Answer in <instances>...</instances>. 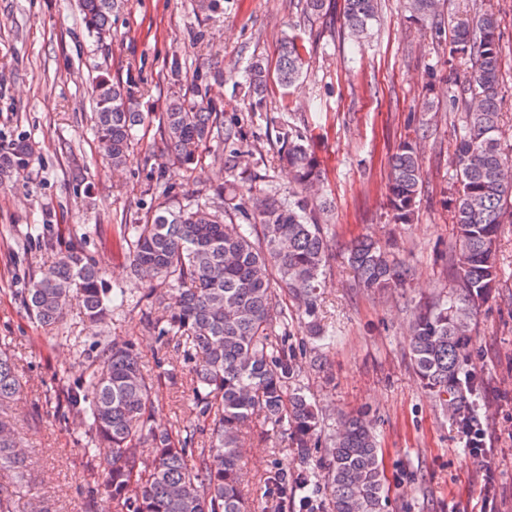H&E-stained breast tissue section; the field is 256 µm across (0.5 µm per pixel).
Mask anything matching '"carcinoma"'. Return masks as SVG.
Masks as SVG:
<instances>
[{
    "mask_svg": "<svg viewBox=\"0 0 512 512\" xmlns=\"http://www.w3.org/2000/svg\"><path fill=\"white\" fill-rule=\"evenodd\" d=\"M123 0H80L89 35L102 43L111 36V17ZM469 18L447 29L439 0H403L409 22L439 41L448 35V63L464 61L468 75L452 101L456 172L453 191L443 198L453 225L448 252L453 290L418 305L409 331V353L421 387L438 398L459 430L473 432L480 446L476 395L484 383L468 369L469 346L480 308L495 297L501 268L504 225L512 224V148L501 135L502 49L498 16L485 0L471 3ZM377 0H344L343 27L354 38L369 34ZM306 65L296 35L281 40L275 67L252 62L246 70L249 95L262 98L270 80L293 85ZM208 75H198L169 96L159 117L170 159L189 168L203 148L224 143L226 179L211 195H170L157 173L151 193L158 202L131 224L117 225L127 246L129 267L144 280L140 301L144 325L174 343L192 363L184 415L158 429L151 424V374L134 342L107 337L83 379L66 391L59 419L73 416L85 426L82 455L89 480L87 498L106 495L114 512H246L242 493V433L263 417L272 432L284 429L291 447L307 459L323 444L315 404L294 384L295 358L305 344L292 342L295 316L307 317L308 333L336 341L318 320L319 291L331 267L333 238L321 214L325 197L310 194L319 181L321 161L311 140L281 133V161L293 172L294 188L283 195L251 197L250 157L240 128L224 123L223 111L209 99ZM141 87L100 77L91 92L92 122L101 157L121 171L137 144L145 120ZM35 155L25 141L0 153V172H21ZM424 192L422 162L415 145L401 142L389 162L387 200L396 224H411ZM250 220L239 224L238 216ZM349 263L358 286L397 294L410 270L388 245L354 240ZM85 317L103 320L129 305L130 297L108 287L105 270L72 249L39 268L21 295L36 322L59 325L73 300ZM23 391L9 344L0 343V512H16L25 488L26 457L8 416ZM316 470L288 482L274 477L280 493L303 498L304 507L325 488L331 512H385L387 480L380 449L366 413L346 415L329 435Z\"/></svg>",
    "mask_w": 512,
    "mask_h": 512,
    "instance_id": "carcinoma-1",
    "label": "carcinoma"
}]
</instances>
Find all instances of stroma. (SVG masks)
Returning a JSON list of instances; mask_svg holds the SVG:
<instances>
[{"label": "stroma", "instance_id": "1", "mask_svg": "<svg viewBox=\"0 0 512 512\" xmlns=\"http://www.w3.org/2000/svg\"><path fill=\"white\" fill-rule=\"evenodd\" d=\"M491 5L502 32L501 126L512 144V0ZM342 8L343 0H326V15L308 20L303 0H221L209 16L197 12L195 0H125L112 18L111 39L100 46L84 29L78 0H0V142L25 140L38 151L24 173L0 179V340L27 381L12 413L28 450L29 491L17 500V512H112L110 500L88 502L82 490L78 420L56 417L59 398L85 371L101 337L136 343L154 381L157 424L183 415L191 365L144 329L139 311L116 310L93 323L75 304L53 331L26 316L19 295L29 271L51 259L46 238L98 261L112 287L142 294L114 226L150 207L146 187L157 168H165L177 195L210 194L223 184V143L212 141L192 168L173 165L158 122L175 84L218 69L224 77L210 81V97L254 149L253 195L294 185L278 160L279 131L293 127L311 137L321 160L319 189L332 202L324 220L336 248L319 313L338 334L324 369L314 366L316 344L302 320H294L292 332L305 342L297 382L326 427L342 413L368 411L388 480L386 512H512V224L502 235L501 284L482 308L470 345V368L486 384L479 413L492 445L487 462L468 455L452 419L420 386L407 343L413 306L450 286L452 224L440 204L454 180L448 93L468 68L449 64L443 46L407 22L401 0H381L377 23L357 45L342 27ZM291 30L307 52L302 78L286 90L271 85L263 103L252 104L244 94L247 64L255 58L275 64ZM100 74L149 90L142 109L151 120L116 174L100 157L92 130L88 91ZM408 139L422 157L425 193L414 223L394 224L386 205L389 158ZM33 225L41 239L28 237ZM362 235L397 243L412 270L404 295L356 287L347 246ZM287 443L285 433L265 435L258 421L245 436L250 512H302L298 499H282L267 478L281 468L296 477L321 456L301 461ZM487 465L496 486L486 498L479 486Z\"/></svg>", "mask_w": 512, "mask_h": 512}]
</instances>
